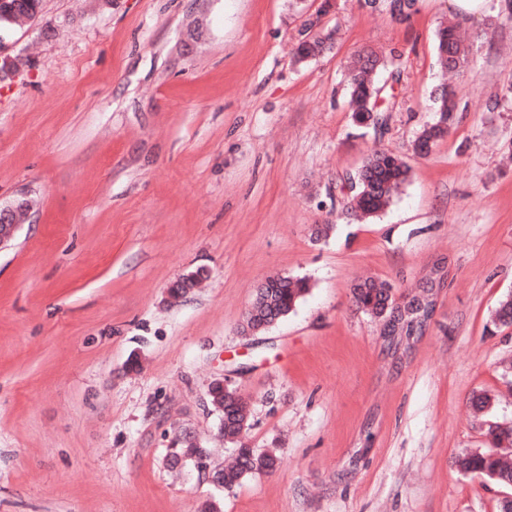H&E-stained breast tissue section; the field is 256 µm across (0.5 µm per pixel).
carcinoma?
<instances>
[{
  "instance_id": "1",
  "label": "carcinoma",
  "mask_w": 512,
  "mask_h": 512,
  "mask_svg": "<svg viewBox=\"0 0 512 512\" xmlns=\"http://www.w3.org/2000/svg\"><path fill=\"white\" fill-rule=\"evenodd\" d=\"M403 19L411 17L415 0H371L370 5L390 11L393 2ZM15 10V25L19 26L35 19L41 9L42 0H10ZM323 49L329 52L333 46L321 47L312 25L302 24L298 30V42L295 55L303 56L309 48ZM436 52L441 64L450 70H457L467 62V51L457 40L454 29L444 27L438 31ZM397 56L390 57L368 55L362 57L352 69L348 79L349 105L354 123L362 126L371 119V113L381 115L382 107L376 106L377 99H386L388 91L377 80L375 73L392 68L395 79H400V64ZM434 111L438 112L435 122L426 125L415 140V151L420 153L432 148L442 140L454 124L456 102L454 94L444 88L433 97ZM410 168L407 162L397 153L380 147L373 148L365 157L357 172L356 189L347 201V210L360 219H367L383 211L394 193L407 181ZM201 271L190 272L176 281L169 288L173 297L187 294L186 280L197 281ZM309 283L305 278L288 276H270L256 289L255 301L246 315L243 333L256 335L266 330L273 319L288 316L300 300L308 293ZM352 296L356 306L366 314L385 319L397 306L394 289L387 283L365 281L353 286ZM493 323L497 327L512 326V295H506L499 303ZM420 322L408 318L400 327L399 335L385 337L387 346L398 348L413 337L422 335ZM208 402L213 407L224 408V442L237 447V457L233 466L222 469L224 488L230 489L241 483L246 477L255 474L270 473L275 470L277 459L268 453H257L245 442L250 428V412L247 403L239 394L224 392L217 386L211 389ZM472 403L481 412L479 422L484 425L486 435L491 439L494 448L489 450H471L457 459L459 470L467 475L485 478L500 488L512 487V465L505 460L500 451L503 446H512V422H501L491 413L492 399L486 393L475 394Z\"/></svg>"
}]
</instances>
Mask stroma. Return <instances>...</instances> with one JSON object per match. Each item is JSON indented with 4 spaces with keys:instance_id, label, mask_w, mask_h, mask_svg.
Instances as JSON below:
<instances>
[{
    "instance_id": "stroma-1",
    "label": "stroma",
    "mask_w": 512,
    "mask_h": 512,
    "mask_svg": "<svg viewBox=\"0 0 512 512\" xmlns=\"http://www.w3.org/2000/svg\"><path fill=\"white\" fill-rule=\"evenodd\" d=\"M301 21L296 0H43L6 36L23 65L0 82V207L32 208L0 249V512H497L454 462L490 445L474 394L512 421V327L493 324L512 293V16L418 0L397 22L339 0L335 49L297 65ZM442 25L469 51L455 72ZM392 48L403 77L365 134L350 68ZM442 84L455 122L420 156ZM377 144L409 177L359 220L349 182ZM442 259L428 329L386 349L352 284L411 296ZM271 275L310 291L243 335ZM224 376L279 467L218 491L164 456L189 431L233 462L206 396ZM436 52L441 64L448 70H457L467 62V51L457 40L453 27L438 31Z\"/></svg>"
}]
</instances>
